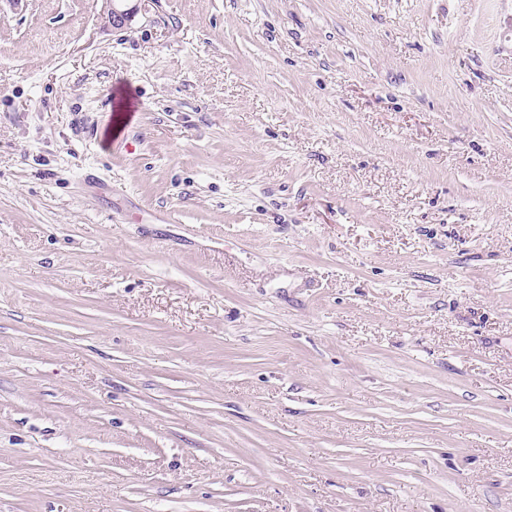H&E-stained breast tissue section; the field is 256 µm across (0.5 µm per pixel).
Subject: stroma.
Returning a JSON list of instances; mask_svg holds the SVG:
<instances>
[{
	"instance_id": "stroma-1",
	"label": "stroma",
	"mask_w": 512,
	"mask_h": 512,
	"mask_svg": "<svg viewBox=\"0 0 512 512\" xmlns=\"http://www.w3.org/2000/svg\"><path fill=\"white\" fill-rule=\"evenodd\" d=\"M512 0H0V512H512ZM142 0H103V15L113 29H124L137 14ZM130 2H135L130 6Z\"/></svg>"
}]
</instances>
